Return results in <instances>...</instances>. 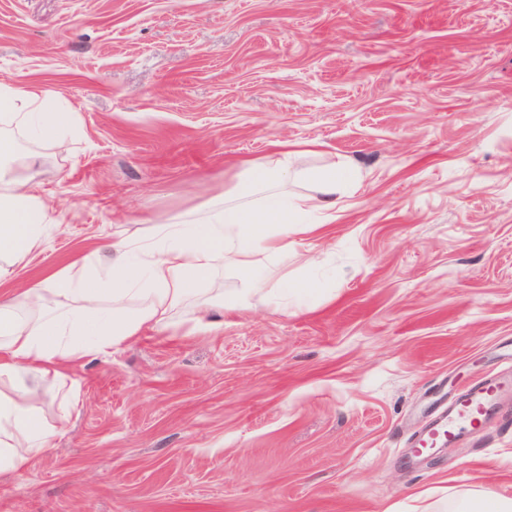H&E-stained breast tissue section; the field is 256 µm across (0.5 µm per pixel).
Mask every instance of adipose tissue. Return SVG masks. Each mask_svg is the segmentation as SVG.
<instances>
[{
  "label": "adipose tissue",
  "instance_id": "1",
  "mask_svg": "<svg viewBox=\"0 0 512 512\" xmlns=\"http://www.w3.org/2000/svg\"><path fill=\"white\" fill-rule=\"evenodd\" d=\"M74 125L72 113L58 111L55 92L0 84V284L57 222L38 179L39 156L21 151L13 132L64 148ZM290 156L278 150L249 165L195 220L148 225L142 234L112 241L107 257L87 255L79 267L0 298V383L10 387L0 393V473L24 470L57 433L31 401L34 379L66 378L73 365L111 353L148 329L173 326L187 335L217 329L213 312L236 311L244 302L235 293L200 297V283L225 268L248 269L258 254L287 266L293 257L288 237L301 231V215L334 209L357 182L350 166L298 172ZM298 181L308 185V195L290 193ZM315 288L312 280L292 286L287 277L269 276L251 291L284 308L289 294L306 299ZM51 294L67 297V304H50Z\"/></svg>",
  "mask_w": 512,
  "mask_h": 512
}]
</instances>
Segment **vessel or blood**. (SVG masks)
Listing matches in <instances>:
<instances>
[{"mask_svg":"<svg viewBox=\"0 0 512 512\" xmlns=\"http://www.w3.org/2000/svg\"><path fill=\"white\" fill-rule=\"evenodd\" d=\"M505 386L497 377L468 385L455 397L448 415L417 438L416 448L455 445L463 432L475 430L485 421Z\"/></svg>","mask_w":512,"mask_h":512,"instance_id":"obj_1","label":"vessel or blood"}]
</instances>
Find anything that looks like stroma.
<instances>
[{
  "instance_id": "stroma-1",
  "label": "stroma",
  "mask_w": 512,
  "mask_h": 512,
  "mask_svg": "<svg viewBox=\"0 0 512 512\" xmlns=\"http://www.w3.org/2000/svg\"><path fill=\"white\" fill-rule=\"evenodd\" d=\"M60 93L58 228L11 288L189 219L243 163L359 173L290 235L297 312L146 331L39 383L51 449L0 512H448L512 498V402L409 460L433 402L512 349V0H0V82ZM450 512H511L512 499L496 497L492 500L475 498L470 493L460 494Z\"/></svg>"
}]
</instances>
